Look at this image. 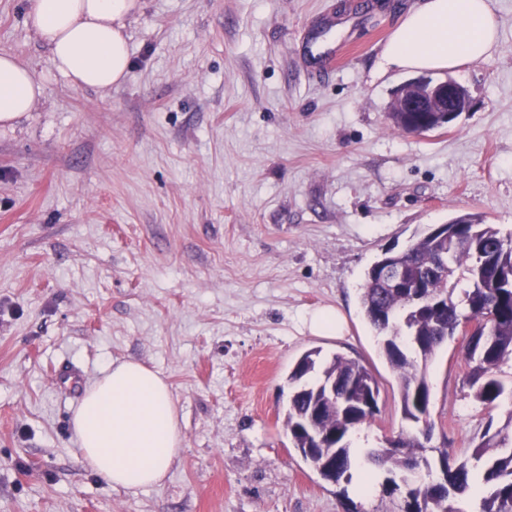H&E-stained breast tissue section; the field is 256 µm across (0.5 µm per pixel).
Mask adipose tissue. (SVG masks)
<instances>
[{
  "label": "adipose tissue",
  "mask_w": 512,
  "mask_h": 512,
  "mask_svg": "<svg viewBox=\"0 0 512 512\" xmlns=\"http://www.w3.org/2000/svg\"><path fill=\"white\" fill-rule=\"evenodd\" d=\"M140 0H33L25 25L47 48L57 73L104 90L130 70L127 19ZM499 23L489 0H421L381 53L384 69L453 70L490 56ZM43 84L11 53L0 52V123L30 112ZM81 463L115 488L160 484L182 448L178 410L167 383L135 360L109 364L73 417Z\"/></svg>",
  "instance_id": "ef3b65f1"
}]
</instances>
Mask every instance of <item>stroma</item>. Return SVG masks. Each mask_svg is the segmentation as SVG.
<instances>
[{"label": "stroma", "mask_w": 512, "mask_h": 512, "mask_svg": "<svg viewBox=\"0 0 512 512\" xmlns=\"http://www.w3.org/2000/svg\"><path fill=\"white\" fill-rule=\"evenodd\" d=\"M32 2L0 0V50L44 86L0 124V512H389L304 464L286 378L307 350L342 353L381 388L358 438L382 448L406 427L358 295L424 227L473 212L512 230V0H490L491 56L448 74L470 111L422 134L387 119L414 72L378 71L419 0H141L131 71L105 91L52 70ZM333 48L346 61L313 75ZM323 309L335 332L311 330ZM465 342L427 374L431 444L456 458L512 414L463 389ZM129 359L166 380L184 436L165 479L136 490L82 468L78 403L54 380L69 365L87 388Z\"/></svg>", "instance_id": "1"}]
</instances>
